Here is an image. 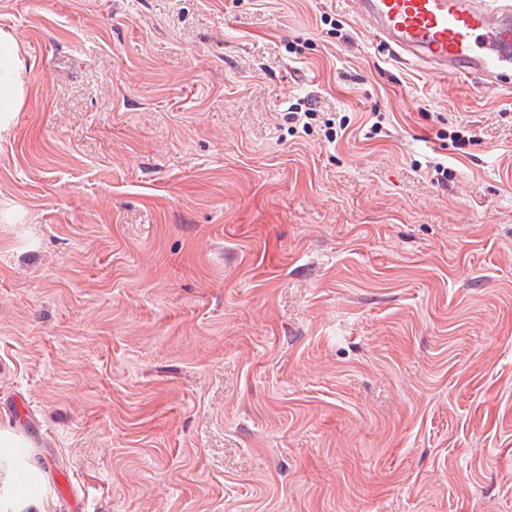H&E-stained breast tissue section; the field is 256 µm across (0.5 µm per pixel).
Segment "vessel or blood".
Listing matches in <instances>:
<instances>
[{
	"mask_svg": "<svg viewBox=\"0 0 512 512\" xmlns=\"http://www.w3.org/2000/svg\"><path fill=\"white\" fill-rule=\"evenodd\" d=\"M402 63L512 87V0H345Z\"/></svg>",
	"mask_w": 512,
	"mask_h": 512,
	"instance_id": "vessel-or-blood-1",
	"label": "vessel or blood"
}]
</instances>
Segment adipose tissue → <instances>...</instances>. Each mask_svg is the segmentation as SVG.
<instances>
[{
	"instance_id": "1",
	"label": "adipose tissue",
	"mask_w": 512,
	"mask_h": 512,
	"mask_svg": "<svg viewBox=\"0 0 512 512\" xmlns=\"http://www.w3.org/2000/svg\"><path fill=\"white\" fill-rule=\"evenodd\" d=\"M26 71L16 33L0 28V134L13 128L26 100Z\"/></svg>"
}]
</instances>
